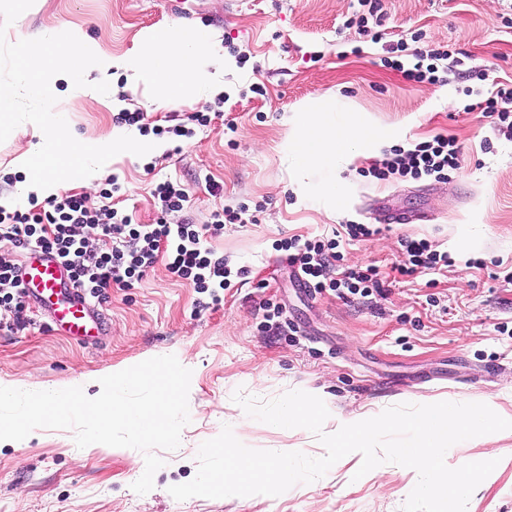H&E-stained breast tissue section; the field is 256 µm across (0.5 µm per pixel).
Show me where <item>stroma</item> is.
Returning a JSON list of instances; mask_svg holds the SVG:
<instances>
[{
    "instance_id": "35a3bbf8",
    "label": "stroma",
    "mask_w": 512,
    "mask_h": 512,
    "mask_svg": "<svg viewBox=\"0 0 512 512\" xmlns=\"http://www.w3.org/2000/svg\"><path fill=\"white\" fill-rule=\"evenodd\" d=\"M385 40L372 42L348 19L357 0H38L9 26L6 38H36L81 29L96 54L121 59L145 35L171 25L208 31L235 63L208 100L193 97L160 105L146 86L130 87L123 69L107 74L111 89L88 104L58 83L57 110L77 140L108 139L117 112L144 113L127 132L162 141L154 155L112 158L92 188L60 183L57 196L80 194L101 205L100 190L117 180L112 207L135 223H154L156 183L183 186V209L170 224H209L213 212L248 204L242 222L205 235L203 244L231 268H245L224 301L210 308L207 294L169 274L165 252L132 284L113 285L97 303L100 331L85 343L51 330L35 299L10 313L22 329L0 328V382L39 383L57 389L83 385L96 374L121 371L172 354L191 369L190 421L176 450H159L164 465L153 489L136 494L144 456L131 448L92 444L77 448L70 429H38L0 446V512H400L414 488L415 470L383 464L357 477L362 457L352 453L310 484L278 496L175 500L170 486L190 481L199 445L231 425L246 446L280 452L325 453L309 431L277 429L244 420L236 389L263 400L300 389L321 395L331 415L381 413L401 403L479 402L493 398L512 420V140L499 135L480 110L465 111V88L490 95L495 82H512V0H381ZM423 30L426 45L447 46L461 61L447 82L405 81L384 66L388 47ZM321 104L327 124L354 122L376 132L347 143L352 161L336 156L312 170L294 158L285 115ZM209 123H192L196 113ZM235 130H227L226 121ZM191 126V137L169 127ZM164 136H155V129ZM437 135L456 139L461 166L446 181H381L369 168L391 146L410 147ZM33 123L0 143V201L25 210L29 174L13 161L18 147L40 142ZM428 212L421 224H385L367 241L343 238L345 224L372 223L376 199ZM298 237L339 238L340 258L330 277L378 266L383 294L341 298L300 288L279 245ZM405 238L427 240L448 253L451 266L399 275ZM281 307L269 317L265 303ZM497 460L473 492L467 512H512V429L451 449L448 466Z\"/></svg>"
}]
</instances>
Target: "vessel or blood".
I'll return each instance as SVG.
<instances>
[{
	"instance_id": "obj_1",
	"label": "vessel or blood",
	"mask_w": 512,
	"mask_h": 512,
	"mask_svg": "<svg viewBox=\"0 0 512 512\" xmlns=\"http://www.w3.org/2000/svg\"><path fill=\"white\" fill-rule=\"evenodd\" d=\"M25 290L42 301L52 313V323L74 339L88 336L92 327L88 321L90 305L76 296L61 264L48 254L33 252L21 267Z\"/></svg>"
}]
</instances>
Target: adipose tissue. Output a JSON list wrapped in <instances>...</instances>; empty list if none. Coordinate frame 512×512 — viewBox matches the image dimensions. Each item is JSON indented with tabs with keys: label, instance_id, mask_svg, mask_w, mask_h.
Instances as JSON below:
<instances>
[{
	"label": "adipose tissue",
	"instance_id": "ef3b65f1",
	"mask_svg": "<svg viewBox=\"0 0 512 512\" xmlns=\"http://www.w3.org/2000/svg\"><path fill=\"white\" fill-rule=\"evenodd\" d=\"M286 123L296 132L292 139L294 153L299 166L305 170L335 159L341 147L358 134L357 128L350 124L339 129L326 126L316 117L311 105L292 113Z\"/></svg>",
	"mask_w": 512,
	"mask_h": 512
}]
</instances>
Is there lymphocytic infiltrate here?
Wrapping results in <instances>:
<instances>
[{"label":"lymphocytic infiltrate","instance_id":"1","mask_svg":"<svg viewBox=\"0 0 512 512\" xmlns=\"http://www.w3.org/2000/svg\"><path fill=\"white\" fill-rule=\"evenodd\" d=\"M423 38V32L414 33L413 39L419 47L410 53L406 52L404 44H397L401 56L390 60V67L411 82H446L452 69L448 51L440 47H422ZM460 158L458 142L437 135L408 149L396 145L385 150L383 160L374 164L369 174L379 180L408 177L445 181L459 169ZM100 196L105 204L98 208L92 207L81 195L49 198L33 204L25 212H8L0 208V239L56 255L78 288L96 299L105 296L114 284L128 285L142 279L161 249L168 255V272L192 281L200 292L210 295L215 306L221 303L220 292L230 287L232 278L246 277V269H230L223 260L212 258L201 246L203 231L221 232L225 224L239 221V212L231 209L215 212L211 224L203 230L193 224H168L165 212L182 209L188 194L182 187L166 181L154 189L162 217L152 224H136L130 215L108 206L111 189H102ZM88 226L100 231L103 247L99 251L88 248L83 236V230ZM401 246L398 270L402 274L437 270L451 264L447 253L432 250L426 240L407 238ZM281 248L289 263L303 274L313 293L333 291L342 297H367L381 290L379 271L374 266L344 273L339 279L328 277V262L337 256L335 240L302 242L290 238L282 241ZM24 302L25 291L18 264L11 253L1 251L0 320Z\"/></svg>","mask_w":512,"mask_h":512}]
</instances>
